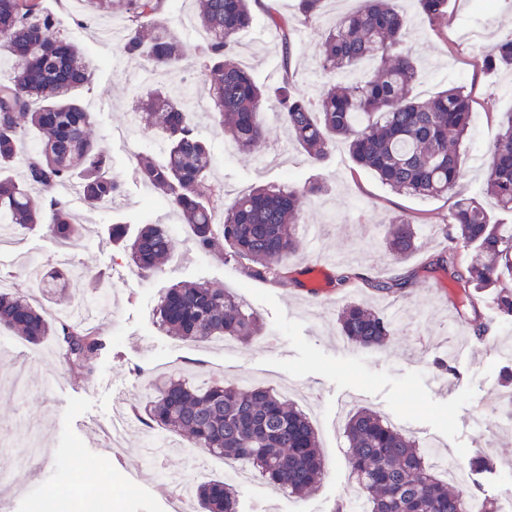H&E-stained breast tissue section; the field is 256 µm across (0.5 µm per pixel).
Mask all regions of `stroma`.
<instances>
[{
  "mask_svg": "<svg viewBox=\"0 0 512 512\" xmlns=\"http://www.w3.org/2000/svg\"><path fill=\"white\" fill-rule=\"evenodd\" d=\"M58 19L59 32L76 43L91 72L77 96L89 112L93 139L112 156V172L120 192L98 206H88L78 182L61 194L83 227L81 237L62 244L44 229H16L10 245L0 248V287L27 297L54 314L97 300L105 310L94 321L104 346L93 367L73 378L63 363L56 337L30 344L0 333V385L22 372L26 393L0 396V434L21 440L22 420L38 426L39 455L29 476L18 474L19 450L0 447L1 512H43L49 492H57L56 512H69L77 497L74 472L80 458L98 461L119 512H168L173 489L165 475L185 471L181 438L166 429L146 431L131 419L143 408L148 381L160 373L207 376L237 386L280 389L283 381L298 384L290 402L312 422L325 460V477L300 499L272 486L261 474L251 485L238 486L239 512H335L349 502L357 485L348 466L341 398L351 395L354 408L368 407L396 427L412 433L422 446L454 457L467 466V494L495 506L512 501V415L500 407L503 378L512 373V358L501 356V343L512 341V323L501 321L489 307L472 309L464 291L447 273L433 267L452 246L441 233L457 199L482 198L485 170L477 156L486 154L500 132V121L512 111V70L477 72V59L495 53L500 39L512 33V0H448V14L436 25L417 21L409 44L418 56L415 91L428 98L453 86L465 87L475 100V113L462 145L464 178L442 198H421L390 191L370 172L358 169L344 143L338 142L320 162L309 161L289 138L276 111L265 114L264 145L253 153L224 154V133L209 108V85L193 62L173 75L142 81L126 65L118 40L99 35L100 18L86 14L76 0H44ZM358 0H335L324 20L300 25L293 34L291 71L296 87L314 92L323 76L318 45L329 25L357 9ZM194 0H176L161 22L187 48L206 39L196 21ZM252 25L237 37L239 60L262 85L281 75V41L272 34L261 8ZM185 84L193 102L192 120L215 158L211 179L224 185L226 200L259 184L301 189L326 181L329 190L305 204L295 226L297 251L288 259L291 282L277 286L253 281L222 257L196 250L179 216L159 202L133 176L135 156L160 153L162 138L144 128L135 112L136 97L155 84ZM415 220L418 248L402 260L389 253L381 226L395 216ZM168 225L173 252L162 272L142 277L132 261L130 241L141 225ZM125 228L124 241L110 239L112 225ZM42 260L49 271L70 274L71 282L54 288L30 283L22 271L25 258ZM356 272L346 288L334 277L342 269ZM408 279V287L388 294L373 289L377 280ZM177 282H204L230 289L258 316L261 336L237 343L224 354L219 341L183 342L169 336L156 318L161 297ZM324 290L327 304L310 310L309 291ZM350 300L365 303L385 318L395 319L385 349L368 350L342 336L337 314ZM482 320L493 343L469 349L475 320ZM450 360V373L440 363ZM446 374L448 388L437 392L431 376ZM130 417L121 439L110 434L115 416ZM496 445L483 446L487 431ZM170 442V451L152 457L142 447L149 437Z\"/></svg>",
  "mask_w": 512,
  "mask_h": 512,
  "instance_id": "1",
  "label": "stroma"
}]
</instances>
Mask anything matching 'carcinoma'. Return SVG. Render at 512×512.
I'll return each mask as SVG.
<instances>
[{"mask_svg": "<svg viewBox=\"0 0 512 512\" xmlns=\"http://www.w3.org/2000/svg\"><path fill=\"white\" fill-rule=\"evenodd\" d=\"M91 15L106 17L115 0H83ZM171 0H121L125 34L121 52L147 58L168 75L187 57L184 45L155 21L170 11ZM329 0H295L288 18L262 0H200L199 22L207 40L193 59L210 78V100L218 124L241 150L265 139L264 114L274 105L288 132L309 158H326L340 139L353 162L390 190L438 198L462 177L459 145L467 136L473 100L462 86L429 99L414 93L416 62L407 45L413 18L394 0H361L342 15L321 42L319 68L324 81L308 97L295 87L290 72L294 22L321 19ZM417 14L441 21L448 0H416ZM264 5L268 24L280 32L282 76L260 85L235 60L236 35L253 22L252 5ZM0 56L12 61V73L0 79V225L32 229L44 226L56 238L80 235L62 185L80 180L90 206L119 193L112 157L90 134L89 114L71 92L89 82L78 48L56 31L44 0H0ZM381 58L370 71L362 65ZM482 70L512 68V35L497 53L477 62ZM141 119L167 143L163 157L137 155L134 177L175 211L192 229L194 246L205 254L240 266L254 280L288 283V256L297 240L291 219L305 196L322 192L316 182L299 193L258 186L224 206V186L210 179L212 153L200 137L184 97L156 89L137 98ZM41 137L32 153L22 151L29 129ZM23 171L24 182L9 175ZM484 194L502 214L512 213V113L488 149ZM222 220H216V215ZM455 236L448 252L453 279L463 281L469 306L487 302L496 315L512 319V224L492 219L474 198L457 201L451 213ZM394 259L417 249L413 221L398 217L386 230ZM172 249L167 229L145 224L131 245L139 273L161 270ZM162 325L185 342L259 335L258 317L231 291L208 283L179 282L167 289L159 306ZM340 330L354 345L381 349L393 326L376 311L346 302L338 316ZM0 330L38 344L48 336L62 339V358L75 376L89 370L101 349L99 334L74 320H62L22 296L0 292ZM151 396L136 416L148 427L162 426L185 435L209 453L257 470L274 485L302 498L324 472L316 431L307 415L270 388L225 385L169 377L150 383ZM344 435L351 474L362 490L365 512H463L465 493L441 479L415 441L368 409L352 413ZM200 512H238L232 488L220 479L192 488Z\"/></svg>", "mask_w": 512, "mask_h": 512, "instance_id": "obj_1", "label": "carcinoma"}]
</instances>
